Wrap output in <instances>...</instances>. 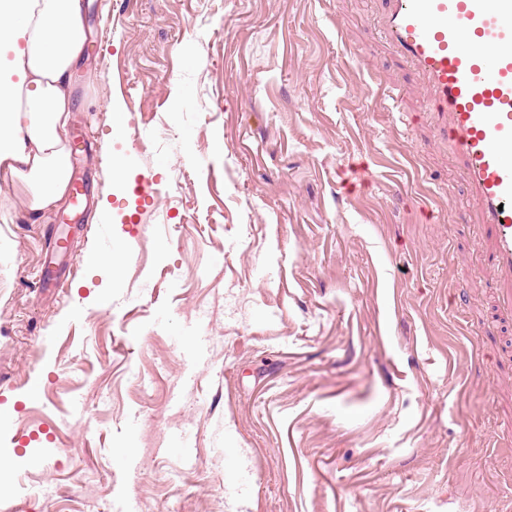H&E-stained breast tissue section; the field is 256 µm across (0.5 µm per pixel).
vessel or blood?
<instances>
[{
  "label": "vessel or blood",
  "instance_id": "obj_1",
  "mask_svg": "<svg viewBox=\"0 0 512 512\" xmlns=\"http://www.w3.org/2000/svg\"><path fill=\"white\" fill-rule=\"evenodd\" d=\"M384 37L419 76L468 183L495 275L496 306L512 318V0H387Z\"/></svg>",
  "mask_w": 512,
  "mask_h": 512
}]
</instances>
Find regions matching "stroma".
Instances as JSON below:
<instances>
[{
	"instance_id": "obj_1",
	"label": "stroma",
	"mask_w": 512,
	"mask_h": 512,
	"mask_svg": "<svg viewBox=\"0 0 512 512\" xmlns=\"http://www.w3.org/2000/svg\"><path fill=\"white\" fill-rule=\"evenodd\" d=\"M81 2L60 287L71 202L0 181V512L511 507L512 324L381 0Z\"/></svg>"
}]
</instances>
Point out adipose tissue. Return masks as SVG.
Here are the masks:
<instances>
[{
	"mask_svg": "<svg viewBox=\"0 0 512 512\" xmlns=\"http://www.w3.org/2000/svg\"><path fill=\"white\" fill-rule=\"evenodd\" d=\"M86 38L78 0H0V48L13 49L21 76L17 84L0 77V177L22 183L36 212L67 193L62 132Z\"/></svg>",
	"mask_w": 512,
	"mask_h": 512,
	"instance_id": "1",
	"label": "adipose tissue"
}]
</instances>
